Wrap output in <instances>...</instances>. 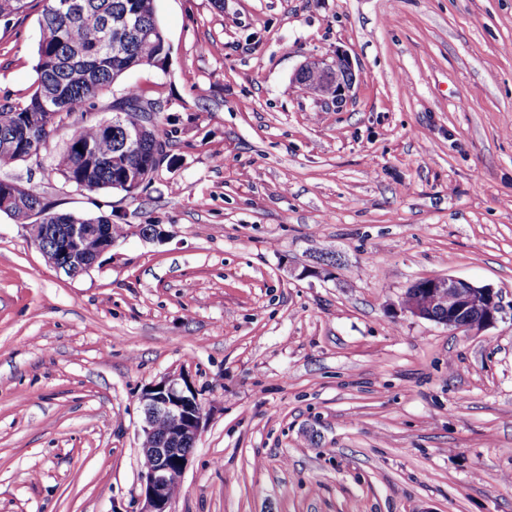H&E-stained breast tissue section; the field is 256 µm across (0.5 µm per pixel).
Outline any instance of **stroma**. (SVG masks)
Returning <instances> with one entry per match:
<instances>
[{
    "label": "stroma",
    "instance_id": "stroma-1",
    "mask_svg": "<svg viewBox=\"0 0 512 512\" xmlns=\"http://www.w3.org/2000/svg\"><path fill=\"white\" fill-rule=\"evenodd\" d=\"M170 53L121 87L175 132L153 186L0 168L55 211L158 224L69 278L0 213V512H139L142 390L188 374L204 428L173 512H512V0H156ZM38 9L0 18V101ZM344 50L343 110L293 85ZM333 251L329 273L297 278ZM490 284L481 332L401 308ZM417 288L434 302H422ZM445 296L454 298L453 307L436 306ZM501 295L490 285H476L452 276H433L415 280L402 297L403 308L412 315L455 330L482 331L502 317Z\"/></svg>",
    "mask_w": 512,
    "mask_h": 512
}]
</instances>
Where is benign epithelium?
<instances>
[{
	"instance_id": "obj_1",
	"label": "benign epithelium",
	"mask_w": 512,
	"mask_h": 512,
	"mask_svg": "<svg viewBox=\"0 0 512 512\" xmlns=\"http://www.w3.org/2000/svg\"><path fill=\"white\" fill-rule=\"evenodd\" d=\"M294 83L305 94L314 96L325 107L344 106L353 84L348 56L342 51L314 57L295 72ZM148 169L123 166V178L129 194L146 182ZM102 236L101 252L115 246L105 237L100 224H63L56 238L63 240L70 261L78 271L87 272L95 263L82 250V241ZM403 308L412 315L437 322L455 330L482 331L494 325L504 312L501 295L490 285H476L452 276H433L415 280L402 297ZM144 421L143 457L152 464L140 472L142 507L140 512H172V490L181 486L188 468L191 449L203 429L204 409L200 391L179 373L168 375L145 389L140 397ZM167 422L164 435H156V421Z\"/></svg>"
}]
</instances>
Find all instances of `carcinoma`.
Here are the masks:
<instances>
[{
    "instance_id": "1",
    "label": "carcinoma",
    "mask_w": 512,
    "mask_h": 512,
    "mask_svg": "<svg viewBox=\"0 0 512 512\" xmlns=\"http://www.w3.org/2000/svg\"><path fill=\"white\" fill-rule=\"evenodd\" d=\"M37 2L41 4V37L36 78L23 101L0 103V166L38 156L71 119L72 132L54 159V169L75 186L124 192L121 168L112 164V156L120 155L132 166L152 164L155 157L168 152L174 138V130L166 128L161 113H155L150 123L147 113L134 107L145 99L139 90L128 88L114 94L115 85L127 71L167 58L155 0H76V11L59 9L61 0ZM31 7L32 0H0V17L18 15ZM50 89L55 99L45 107L44 92ZM105 100L108 110L122 113L124 127L150 123L149 135L141 145L124 146L119 131L108 130L111 121L95 118ZM0 191L19 197L21 206L11 213L19 223H28L34 209L42 214L41 220H33L30 237L48 249V261L55 266L68 263V259L55 236L44 232L46 224H107L112 240L119 243L126 238V225L114 224L106 215L82 218L54 211L36 184L0 179Z\"/></svg>"
}]
</instances>
